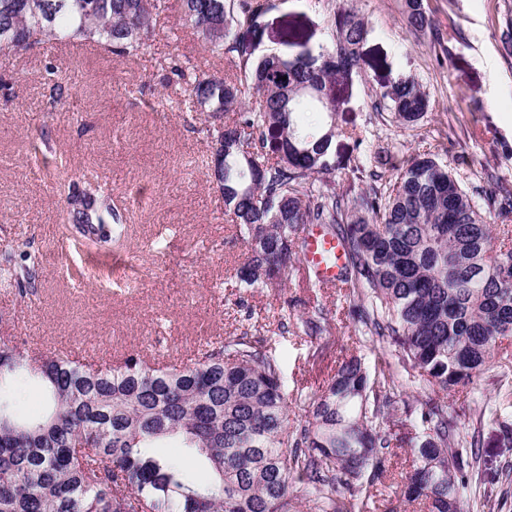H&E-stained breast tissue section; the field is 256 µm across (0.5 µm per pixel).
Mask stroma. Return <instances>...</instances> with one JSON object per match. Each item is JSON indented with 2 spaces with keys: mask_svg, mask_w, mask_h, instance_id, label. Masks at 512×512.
<instances>
[{
  "mask_svg": "<svg viewBox=\"0 0 512 512\" xmlns=\"http://www.w3.org/2000/svg\"><path fill=\"white\" fill-rule=\"evenodd\" d=\"M272 2L253 47L257 60L323 51L333 12L349 5L371 27L358 69L329 85L343 131L329 156L338 196L369 187L367 173L350 170L363 149L394 163L430 153L453 168L466 190L512 189V51L503 44L512 30V0H424L445 37L441 43L432 33L408 30L400 0ZM180 15L178 0H166L157 35L126 60L94 47L0 54V254L63 255L44 266L26 295L0 281V337L36 352L67 346L78 359L104 367L154 346L161 359L181 362L257 323L300 420L305 395L326 383L342 358L361 356L371 374L389 345L364 339L343 291H311L302 269L277 290L241 287L235 271L245 247L232 241L224 199L210 177L211 138L161 67L177 51L202 72L224 75L228 64L182 28ZM51 70L70 79L72 91L63 108L48 114L42 94ZM399 77L418 80L430 99L410 130L376 97ZM43 132L58 166L36 164L32 145ZM88 173L107 182L126 228L104 270L88 264L85 248L68 240L59 219V184ZM318 309L325 332L302 335L301 320ZM506 346L508 358L494 360L476 384L446 398L461 435L480 442L463 512H512V482L505 478L512 472V436L473 415L482 409L512 416V400L497 395L499 384L512 385V339ZM412 460L409 449H398L375 512H423L396 492Z\"/></svg>",
  "mask_w": 512,
  "mask_h": 512,
  "instance_id": "obj_1",
  "label": "stroma"
}]
</instances>
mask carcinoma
<instances>
[{"instance_id":"1","label":"carcinoma","mask_w":512,"mask_h":512,"mask_svg":"<svg viewBox=\"0 0 512 512\" xmlns=\"http://www.w3.org/2000/svg\"><path fill=\"white\" fill-rule=\"evenodd\" d=\"M183 26L204 49L239 71L192 73L170 57L171 80L208 124L216 187L248 256L236 274L252 288H281L304 252L309 224L322 225L347 255L341 287L363 335L394 347L367 374L343 359L308 397L306 419L291 418L278 362L265 338L243 333L197 351L194 362L152 366L138 353L104 369L52 351L34 357L0 343V512H372L377 485L408 448L412 469L399 494L426 512H461L460 488L479 440L456 433L440 393L465 388L488 369L512 336V228L494 232L482 208L512 214V191L477 201L436 158L413 157L373 172L377 184L336 196L328 162L336 99L327 83L359 66L370 33L352 8L331 19V47L317 55L255 61L269 0H179ZM411 30L430 24L424 0H403ZM162 0H0V53L47 44H93L118 59L141 53L155 35ZM44 112L67 101L70 83L49 69ZM255 99L245 107L243 99ZM379 101L404 127L428 110L410 79L381 86ZM64 220L89 249L123 233L106 186L72 183ZM4 280L36 287L39 263L0 255ZM425 391L426 410L390 425L396 371ZM40 379L48 409L23 417L11 392ZM170 438L208 476L196 480L154 452Z\"/></svg>"}]
</instances>
